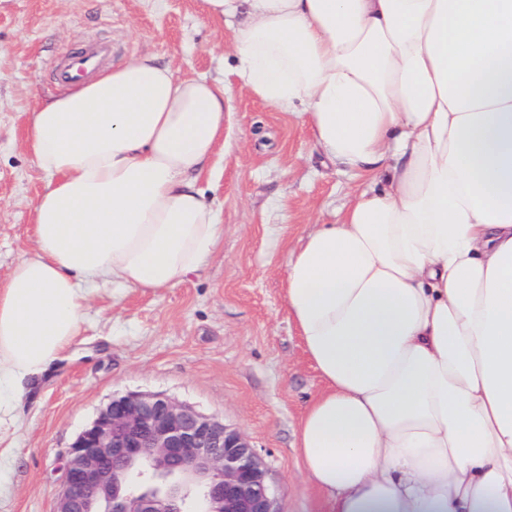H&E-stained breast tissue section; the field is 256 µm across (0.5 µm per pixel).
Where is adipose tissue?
Here are the masks:
<instances>
[{"mask_svg":"<svg viewBox=\"0 0 512 512\" xmlns=\"http://www.w3.org/2000/svg\"><path fill=\"white\" fill-rule=\"evenodd\" d=\"M234 75L370 177L285 299L324 382L296 446L328 512H512V0H201ZM223 83L145 55L36 104L49 183L0 285V429L97 284L172 288L224 238L196 175Z\"/></svg>","mask_w":512,"mask_h":512,"instance_id":"obj_1","label":"adipose tissue"}]
</instances>
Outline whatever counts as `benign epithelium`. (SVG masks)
Wrapping results in <instances>:
<instances>
[{"label": "benign epithelium", "instance_id": "benign-epithelium-1", "mask_svg": "<svg viewBox=\"0 0 512 512\" xmlns=\"http://www.w3.org/2000/svg\"><path fill=\"white\" fill-rule=\"evenodd\" d=\"M154 484L123 490L127 472ZM278 512L256 449L220 419L160 393L115 396L66 451L54 512Z\"/></svg>", "mask_w": 512, "mask_h": 512}]
</instances>
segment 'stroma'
<instances>
[{"instance_id": "stroma-1", "label": "stroma", "mask_w": 512, "mask_h": 512, "mask_svg": "<svg viewBox=\"0 0 512 512\" xmlns=\"http://www.w3.org/2000/svg\"><path fill=\"white\" fill-rule=\"evenodd\" d=\"M231 23L201 0H0V284L36 248L47 186L27 146L52 63L89 42L110 66L151 53L175 75L225 82L224 147L199 179L224 226L201 270L173 288L100 283L83 333L27 391L0 434V512H53L64 453L113 396L162 393L218 417L257 450L280 512H327L296 449L324 383L288 318L286 262L299 237L339 223L363 179L316 151L301 117L232 75Z\"/></svg>"}]
</instances>
